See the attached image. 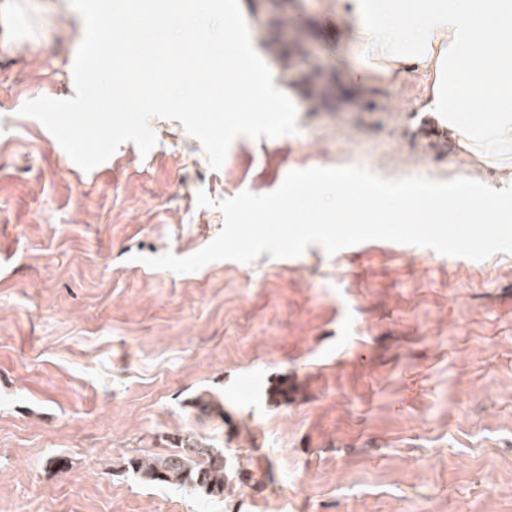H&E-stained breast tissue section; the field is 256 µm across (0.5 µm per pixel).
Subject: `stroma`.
<instances>
[{"instance_id":"1","label":"stroma","mask_w":512,"mask_h":512,"mask_svg":"<svg viewBox=\"0 0 512 512\" xmlns=\"http://www.w3.org/2000/svg\"><path fill=\"white\" fill-rule=\"evenodd\" d=\"M322 9L289 4L311 54L287 63L249 28L295 132L237 137L214 169L154 117L148 154L126 142L86 172L20 113L74 97L83 22L70 0H0V512H512V255L368 240L188 274L139 261L220 234L198 192L263 195L293 170L512 183L423 134V73L330 108L291 89L310 63L338 73ZM205 392L223 412L200 413ZM178 432L249 483L208 497L125 470Z\"/></svg>"}]
</instances>
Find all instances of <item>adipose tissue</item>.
<instances>
[{
	"instance_id": "obj_1",
	"label": "adipose tissue",
	"mask_w": 512,
	"mask_h": 512,
	"mask_svg": "<svg viewBox=\"0 0 512 512\" xmlns=\"http://www.w3.org/2000/svg\"><path fill=\"white\" fill-rule=\"evenodd\" d=\"M343 73L428 74L423 109L480 166L512 169V0H332Z\"/></svg>"
}]
</instances>
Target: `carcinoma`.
Masks as SVG:
<instances>
[{
  "instance_id": "1",
  "label": "carcinoma",
  "mask_w": 512,
  "mask_h": 512,
  "mask_svg": "<svg viewBox=\"0 0 512 512\" xmlns=\"http://www.w3.org/2000/svg\"><path fill=\"white\" fill-rule=\"evenodd\" d=\"M302 83L307 92L323 101L330 95L329 80L315 68L304 74ZM125 468L149 482L178 486L208 496H222L232 483L245 484L248 475L231 466L224 451L213 447L192 433L177 437L170 453L132 455Z\"/></svg>"
}]
</instances>
